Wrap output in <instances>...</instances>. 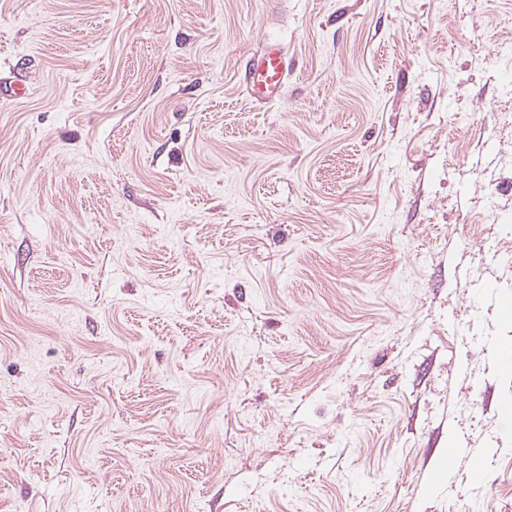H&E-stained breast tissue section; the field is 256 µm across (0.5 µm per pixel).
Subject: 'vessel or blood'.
I'll list each match as a JSON object with an SVG mask.
<instances>
[{
    "instance_id": "b4317fda",
    "label": "vessel or blood",
    "mask_w": 512,
    "mask_h": 512,
    "mask_svg": "<svg viewBox=\"0 0 512 512\" xmlns=\"http://www.w3.org/2000/svg\"><path fill=\"white\" fill-rule=\"evenodd\" d=\"M290 63L288 52L280 42L266 41L262 49L243 64L240 82L246 96L259 105L282 101Z\"/></svg>"
}]
</instances>
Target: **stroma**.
<instances>
[{"mask_svg":"<svg viewBox=\"0 0 512 512\" xmlns=\"http://www.w3.org/2000/svg\"><path fill=\"white\" fill-rule=\"evenodd\" d=\"M18 68L0 512H512V0H0ZM288 50L275 40H267L258 53L243 64L240 82L252 102L264 105L282 101L290 75Z\"/></svg>","mask_w":512,"mask_h":512,"instance_id":"35a3bbf8","label":"stroma"}]
</instances>
